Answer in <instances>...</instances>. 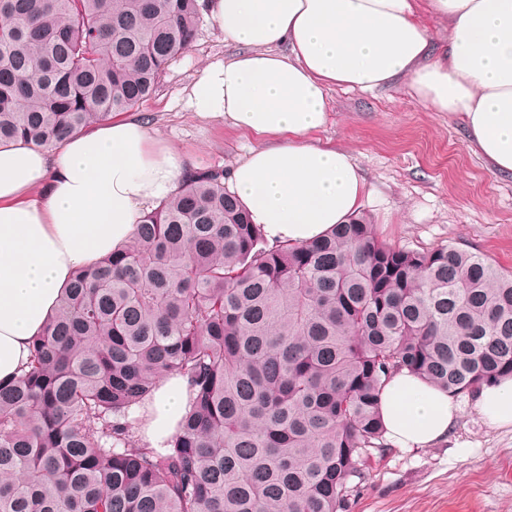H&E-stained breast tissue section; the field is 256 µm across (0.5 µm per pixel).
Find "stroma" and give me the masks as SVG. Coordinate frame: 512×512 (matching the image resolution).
I'll list each match as a JSON object with an SVG mask.
<instances>
[{"label": "stroma", "mask_w": 512, "mask_h": 512, "mask_svg": "<svg viewBox=\"0 0 512 512\" xmlns=\"http://www.w3.org/2000/svg\"><path fill=\"white\" fill-rule=\"evenodd\" d=\"M236 51L203 19L137 109L156 139L201 168L230 170L253 144L185 106L184 88ZM328 112L319 137L351 152L366 183L361 213L383 239L417 250L449 243L512 270V176L470 151L461 122L429 109L404 80L372 92L333 87ZM458 402L447 443L389 448L346 512H512V427L487 425L472 396Z\"/></svg>", "instance_id": "1"}]
</instances>
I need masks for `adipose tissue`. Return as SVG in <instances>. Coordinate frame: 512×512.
<instances>
[{
	"mask_svg": "<svg viewBox=\"0 0 512 512\" xmlns=\"http://www.w3.org/2000/svg\"><path fill=\"white\" fill-rule=\"evenodd\" d=\"M422 1L451 24L445 50L415 20ZM206 10L239 51L209 65L186 104L260 138L229 187L270 243L322 237L361 206L352 156L314 138L333 86L372 91L407 78L432 111L461 120L492 171L512 176V0H207ZM189 172L137 116L53 151L0 143V380L25 366L75 270L124 247ZM187 406L185 382L163 378L144 443L173 437ZM478 406L490 426H512V379L483 387ZM379 410L387 443L409 449L447 441L460 415L453 394L406 370L387 382Z\"/></svg>",
	"mask_w": 512,
	"mask_h": 512,
	"instance_id": "ef3b65f1",
	"label": "adipose tissue"
}]
</instances>
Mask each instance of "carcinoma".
I'll list each match as a JSON object with an SVG mask.
<instances>
[{"label":"carcinoma","mask_w":512,"mask_h":512,"mask_svg":"<svg viewBox=\"0 0 512 512\" xmlns=\"http://www.w3.org/2000/svg\"><path fill=\"white\" fill-rule=\"evenodd\" d=\"M200 0H0V142L49 148L139 107ZM0 381V512H344L387 450L407 369L455 395L512 378V271L386 242L355 215L269 244L224 171L195 172L118 253L79 269ZM188 409L163 448L159 379ZM187 406L186 383L177 376L163 378L146 407L148 422L141 432L143 442L152 448H162L177 433Z\"/></svg>","instance_id":"carcinoma-1"}]
</instances>
